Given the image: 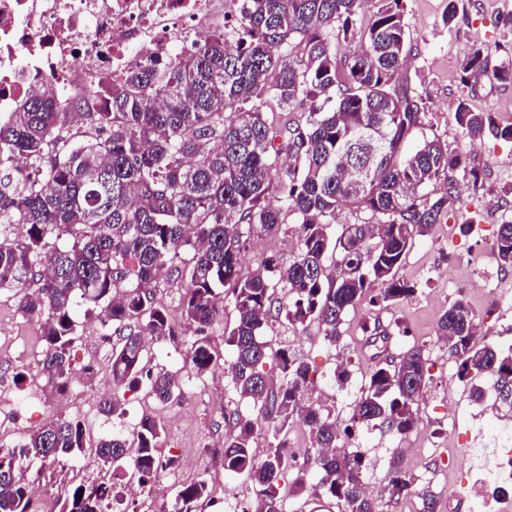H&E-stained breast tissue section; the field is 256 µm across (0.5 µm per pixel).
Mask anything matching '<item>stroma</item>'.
<instances>
[{
  "instance_id": "stroma-1",
  "label": "stroma",
  "mask_w": 512,
  "mask_h": 512,
  "mask_svg": "<svg viewBox=\"0 0 512 512\" xmlns=\"http://www.w3.org/2000/svg\"><path fill=\"white\" fill-rule=\"evenodd\" d=\"M447 3L403 0L409 27L404 71L426 103L425 133L440 138L450 152L474 155L481 171L480 186L464 190L460 202L441 218L432 234L415 238L409 245L398 275L415 283L413 297L394 307L359 302L344 317V335L338 347L330 345L313 324L292 328L275 323L267 328L265 337L290 346L310 363L313 372L305 390L306 401L329 412L343 428L350 423L362 380L354 376L344 387H337V359H344L353 370L369 366L363 325L376 320L403 322L407 336L394 337L387 352L397 357L417 345L430 359L431 377L419 401L421 421L402 437L384 429L356 430L351 445L365 451L371 460L366 480L386 483L392 464L398 463L429 485L436 512H477L467 502L449 509V490L466 494L468 477L464 466L450 465L448 459L483 447L486 425H512V407L468 404L470 387L459 379L458 362L437 342L435 330L443 312L461 299L475 313L485 343L512 348V272L500 271L492 252L499 224L512 218V141L487 139L481 148H474L454 119L463 100L476 111H491L499 117L512 114V82L490 74L468 85L460 81L461 62L470 48H481L493 65L512 58V26L506 22L512 14V0H459L457 16L450 22L444 19ZM463 224L470 225L469 233H460ZM297 244L293 223L278 236L249 241L241 253L242 268L247 272L256 269L270 253L292 258ZM492 288L502 295L496 307L488 303ZM98 319L95 313L83 318L72 351L78 375L60 389L37 367L36 355L41 350L38 324L18 312L13 292H0V391H7L9 397L0 409V440L13 445L51 418L75 417L82 421L88 442L93 443L115 433L128 434L150 413L165 426V445L178 450L174 468L184 482H209L212 491L202 512H240L243 503L253 502L245 477L227 475L220 466L206 473L198 470L196 463L207 448L223 447L225 412L257 419L258 411L249 399L236 393L223 370L199 379L192 376L185 338L159 340L150 346L153 365L178 372L182 382L179 399L161 403L142 389L127 394L123 414L90 411V403L99 402L112 383L109 357L96 355L104 341ZM87 363L94 366L89 376L81 372Z\"/></svg>"
}]
</instances>
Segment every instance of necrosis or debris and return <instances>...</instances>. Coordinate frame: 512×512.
Wrapping results in <instances>:
<instances>
[{
    "mask_svg": "<svg viewBox=\"0 0 512 512\" xmlns=\"http://www.w3.org/2000/svg\"><path fill=\"white\" fill-rule=\"evenodd\" d=\"M223 26V0H0V113L49 83L63 107L97 111L106 77ZM488 440L491 461L471 468L470 497L482 512H512V428Z\"/></svg>",
    "mask_w": 512,
    "mask_h": 512,
    "instance_id": "4bbe7bcc",
    "label": "necrosis or debris"
}]
</instances>
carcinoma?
Wrapping results in <instances>:
<instances>
[{
	"mask_svg": "<svg viewBox=\"0 0 512 512\" xmlns=\"http://www.w3.org/2000/svg\"><path fill=\"white\" fill-rule=\"evenodd\" d=\"M364 0H240L232 33L218 31L190 53L123 72L103 85L101 112L56 110L46 86L0 117V291L15 292L18 310L35 321L43 341L41 369L65 387L73 376L71 352L81 322L76 299L109 315L112 394L107 414L122 410V396L142 388L166 403L181 394L177 375L149 366L145 337L191 335V370L204 376L228 366L233 387L273 423L274 443L263 457L255 448V424L240 417L224 438V472L245 474L255 495L254 512H283V475L292 460L282 452L290 424L303 421L316 454L313 482L338 500L344 512H376L363 490L364 458L350 448L357 427H387L398 435L419 423L418 400L428 383V359L419 346L384 363L381 346L407 335L398 321L365 327L378 368L355 400L351 426L336 423L306 403L308 362L285 345L275 352L282 379L263 371L270 346L262 331L273 317L292 327L316 324L339 344L347 311L362 299L396 306L417 288L398 277L407 247L429 235L460 200L477 188L475 162L448 152L436 136L408 148L423 129L425 102L402 73L408 25L403 0H376L370 18ZM357 40L352 56L339 58L327 29ZM303 46L306 61L292 54ZM488 61L472 48L461 80L485 74ZM271 97L282 107H306L302 124L274 127L256 101ZM455 121L473 143L512 141V123L490 111L459 103ZM288 166H279L281 155ZM457 171L461 178H450ZM440 185L436 194L426 191ZM349 202L365 215L331 230L336 208ZM291 217L298 246L288 261L271 253L252 272L240 254L250 237L276 236ZM499 267L512 269V221L499 226L492 245ZM187 256L180 304L186 330H177L155 299L158 275ZM229 287L235 319L224 327V362L210 332L217 289ZM438 339L459 361V378L471 371L512 369L504 352L478 341L469 306L455 302L439 319ZM163 424L141 418L129 440L101 438L94 461L124 467L137 484L158 475L156 448ZM20 453L56 461L90 455L85 428L74 418H53L24 443L0 444V512H37L27 479L12 470ZM389 495L413 491L400 468L388 479ZM201 479L178 488L173 512H197L209 497ZM112 485L90 488L73 480L58 512H105Z\"/></svg>",
	"mask_w": 512,
	"mask_h": 512,
	"instance_id": "cac0c4a2",
	"label": "carcinoma"
}]
</instances>
